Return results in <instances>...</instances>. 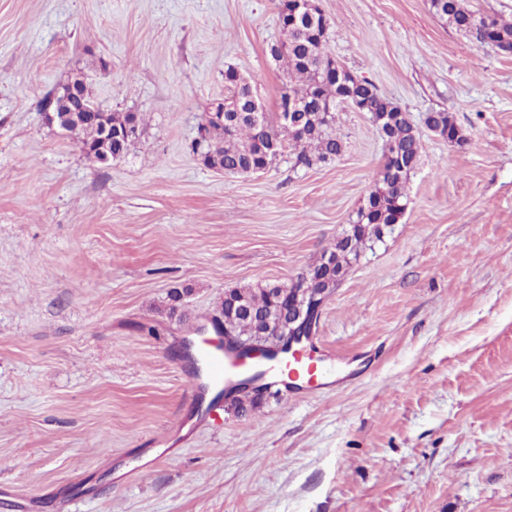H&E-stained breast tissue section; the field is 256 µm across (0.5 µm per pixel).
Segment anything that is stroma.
I'll return each mask as SVG.
<instances>
[{
	"label": "stroma",
	"mask_w": 512,
	"mask_h": 512,
	"mask_svg": "<svg viewBox=\"0 0 512 512\" xmlns=\"http://www.w3.org/2000/svg\"><path fill=\"white\" fill-rule=\"evenodd\" d=\"M278 4L0 0V512H512V55L430 0H319L336 59L465 136L423 132L401 222L324 301L327 387L223 402L219 427L184 399L181 342L225 291L318 263L383 162L348 107L341 155L309 168L191 152L226 68L276 111ZM77 74L143 113L122 158L46 120Z\"/></svg>",
	"instance_id": "35a3bbf8"
}]
</instances>
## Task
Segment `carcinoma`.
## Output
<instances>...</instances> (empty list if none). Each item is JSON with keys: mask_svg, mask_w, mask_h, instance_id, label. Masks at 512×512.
<instances>
[{"mask_svg": "<svg viewBox=\"0 0 512 512\" xmlns=\"http://www.w3.org/2000/svg\"><path fill=\"white\" fill-rule=\"evenodd\" d=\"M431 7L436 15L467 38L479 39L481 27L486 26L498 47L512 48V19L507 21L497 13L485 15L473 10L468 0H446L444 5L431 0ZM287 10L286 0H280L282 40L271 47L270 54L285 66L288 86L280 96L277 111L263 112L268 139L260 138L247 118L227 130L223 123L208 117L205 126L215 159L208 158L204 164L210 166L215 161L228 173L244 175L274 162L287 147L292 149L295 164L307 167L340 156L343 140L336 132V121H327L315 112L305 101L308 95L330 103L335 109L351 97L364 103L365 111L371 115L395 111V115L385 121L384 162L374 180L367 205L357 212L356 219L327 250L333 269L325 270L322 263L313 267L315 271H323L320 286L329 295L336 287V271L347 270L349 257L356 258L367 244L381 241V227L397 224L404 216L409 201L407 183L421 158L422 135L407 113L381 95L370 81L343 92L333 75L337 61L327 52L329 33L320 25L296 36L289 27ZM74 81L79 85L81 99L60 113V128L86 148L100 146L105 156L117 159L125 155L132 140L105 139L103 129L86 123L82 113L78 112L82 106L94 103V95L86 81L77 77ZM143 122V116L136 112H109L106 115L107 124L126 123L136 137ZM425 127L446 139L457 130L446 111L435 112L432 123ZM287 290L286 286L231 289L225 292L220 303V314L238 335H274L281 324L280 296Z\"/></svg>", "mask_w": 512, "mask_h": 512, "instance_id": "carcinoma-1", "label": "carcinoma"}]
</instances>
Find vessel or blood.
<instances>
[{
    "label": "vessel or blood",
    "instance_id": "1",
    "mask_svg": "<svg viewBox=\"0 0 512 512\" xmlns=\"http://www.w3.org/2000/svg\"><path fill=\"white\" fill-rule=\"evenodd\" d=\"M195 352L206 360L207 375L202 379L191 373L186 376L184 398L193 404L205 401L208 393L214 389L235 388L242 379L256 373L284 375L293 381L303 380V388L308 392H316L326 386L322 365L311 354L271 359L243 358L224 349L213 338L204 339L202 344L196 345Z\"/></svg>",
    "mask_w": 512,
    "mask_h": 512
}]
</instances>
